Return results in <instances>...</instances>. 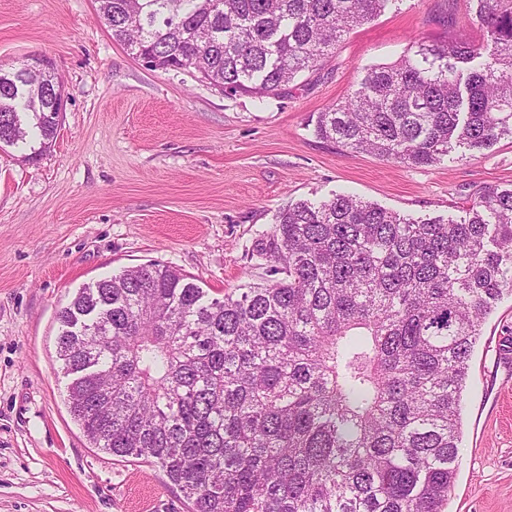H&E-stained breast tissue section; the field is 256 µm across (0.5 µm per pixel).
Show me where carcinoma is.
Here are the masks:
<instances>
[{"label": "carcinoma", "instance_id": "1", "mask_svg": "<svg viewBox=\"0 0 512 512\" xmlns=\"http://www.w3.org/2000/svg\"><path fill=\"white\" fill-rule=\"evenodd\" d=\"M395 0H97L150 70L262 101ZM494 47L414 40L318 113L317 138L432 166L512 137V0H476ZM49 72L0 68V149L42 155ZM463 216L413 218L338 193L275 215L282 278L211 297L151 262L81 289L58 317L74 419L94 447L163 473L190 512H443L469 359L512 294V187Z\"/></svg>", "mask_w": 512, "mask_h": 512}]
</instances>
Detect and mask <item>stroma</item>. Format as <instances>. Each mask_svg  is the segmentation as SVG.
Instances as JSON below:
<instances>
[{
  "label": "stroma",
  "instance_id": "35a3bbf8",
  "mask_svg": "<svg viewBox=\"0 0 512 512\" xmlns=\"http://www.w3.org/2000/svg\"><path fill=\"white\" fill-rule=\"evenodd\" d=\"M415 38L490 43L470 0H396L260 105L190 72L147 69L113 39L96 0H0V67L48 57L69 96L50 151L28 162L0 150V512H187L162 472L93 448L69 411L58 315L79 288L158 261L220 297L271 281L256 249L298 200L346 192L445 218L512 184L511 138L416 167L315 136L318 112ZM509 337L511 294L472 352L445 512H512Z\"/></svg>",
  "mask_w": 512,
  "mask_h": 512
}]
</instances>
